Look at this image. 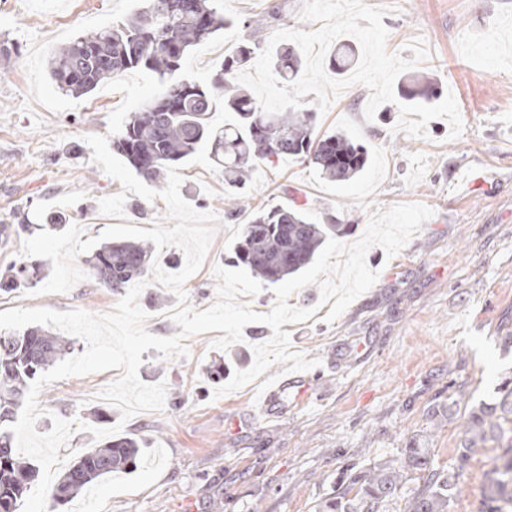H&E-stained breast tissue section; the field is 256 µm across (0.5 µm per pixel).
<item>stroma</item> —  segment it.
<instances>
[{
    "label": "stroma",
    "mask_w": 512,
    "mask_h": 512,
    "mask_svg": "<svg viewBox=\"0 0 512 512\" xmlns=\"http://www.w3.org/2000/svg\"><path fill=\"white\" fill-rule=\"evenodd\" d=\"M385 9L387 53L412 59L408 46L422 40L429 49L415 74L425 76L439 96L453 95L464 125L448 140L446 120L427 125V138L393 133L395 104L381 105L372 121L364 109L366 85L346 88L317 118L320 131H345L372 158L355 181L336 184L290 157L260 167L250 178V207L307 202L313 220L346 225L343 243L355 242L371 212L404 202L427 205L433 215L393 257L368 250L376 283L335 321L313 317L285 324L293 350L319 359L309 369L310 389L285 388L274 413L256 417L259 388L251 383L217 395L206 372L213 363L225 377L249 368L252 345L267 341L265 324L244 327L243 342L214 348L216 332L189 337L188 354L165 359L142 353L140 379L165 383V407L122 419L99 399L119 370L69 377L43 387L36 429L51 430L53 417L76 419L75 431L59 450L65 472L95 446L92 428L120 426L122 435L148 445L147 465L109 475L71 501H47V512H316L341 488L347 472L398 456L411 436L424 430L434 411L457 392L468 400L428 439L438 467L463 470L464 492L449 512H483L497 443L462 457L461 425L472 406L490 401L505 376H512V0H365ZM278 4L282 19L268 18ZM303 0H217L231 22L193 47L182 76L202 82L241 40L253 35L247 20L265 17L261 43L283 28L298 29ZM140 0H0V42L17 46L0 58V224H44L64 213L98 236V224H84L100 198L120 193V183L92 161L88 135L112 136L131 112L159 91L153 75L131 70L75 97L53 86L48 61L79 36L122 21ZM182 197L200 212L215 213L222 226L202 267L184 286L197 311L217 300L215 266L232 267L228 229L246 214L229 216L224 173L201 151L182 169ZM118 294L93 278L65 293L0 291V311L45 308L109 312ZM149 313L148 332L179 333L169 318L178 300L148 282L139 297Z\"/></svg>",
    "instance_id": "stroma-1"
}]
</instances>
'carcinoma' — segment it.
<instances>
[{"label": "carcinoma", "mask_w": 512, "mask_h": 512, "mask_svg": "<svg viewBox=\"0 0 512 512\" xmlns=\"http://www.w3.org/2000/svg\"><path fill=\"white\" fill-rule=\"evenodd\" d=\"M229 24L214 0H148L123 21L79 37L51 57L48 75L57 87L73 96L94 91L101 83L129 69L155 76L160 92L131 113L112 140V150L126 159L146 182L163 184L168 168L190 160L199 149L210 148L211 160L224 169V198L236 204L250 173L259 165L274 166L290 156L315 168L337 183L358 178L369 163L366 149L343 131L315 133L316 112L287 109L264 113L247 91L233 82L260 49L247 39L204 82L179 76L187 53ZM358 61L356 48L342 45L328 59L338 76ZM274 72L284 83L293 82L301 58L290 47L273 51ZM437 89L417 76L399 82L400 98L425 103ZM232 114L218 130L210 124L217 102ZM343 224H318L302 205H276L250 213L234 253L237 263L262 283L275 284L305 270L326 241L343 234ZM154 247L149 241H117L100 246L90 264L95 281L116 293L127 291L149 275ZM38 282V270L14 267L0 278V290L11 291ZM70 349L63 336L38 327L0 335V512L16 506L38 474L37 466L13 447L11 426L30 383ZM512 389L493 403L468 414L463 424L461 454L479 453L486 442L512 433ZM414 437L399 456L349 475L344 488L320 504L319 512H379L402 498L410 475H422L424 484L406 500L405 512H449L462 491V474L435 466L432 449L419 447ZM146 458L139 442L128 436L110 438L84 452L59 478L52 497L65 502L96 481L119 471L138 468ZM485 512H512V444L504 448L500 464L488 478Z\"/></svg>", "instance_id": "cac0c4a2"}]
</instances>
